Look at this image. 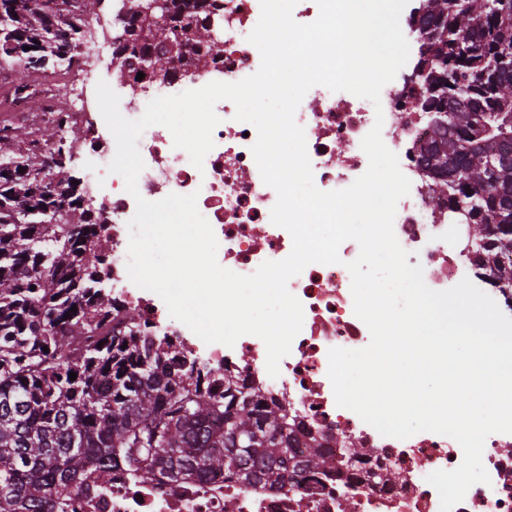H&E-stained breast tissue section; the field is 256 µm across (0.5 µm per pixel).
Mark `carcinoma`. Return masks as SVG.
Here are the masks:
<instances>
[{"instance_id": "carcinoma-1", "label": "carcinoma", "mask_w": 512, "mask_h": 512, "mask_svg": "<svg viewBox=\"0 0 512 512\" xmlns=\"http://www.w3.org/2000/svg\"><path fill=\"white\" fill-rule=\"evenodd\" d=\"M64 2L0 0V64L17 67L15 91L46 60L80 65L79 30L98 0L68 10ZM207 4L190 13L170 0L145 13L130 0L118 77L220 57ZM422 8L423 102L440 83L450 96L422 162L441 202L474 214L476 266L512 290V0H422ZM38 142L0 127V512H65L88 469L106 484L116 463L142 483L159 473L177 482L236 472L298 485L320 465L319 451L286 475L292 442L281 408L227 376L224 395L202 389L196 360L140 334L135 310L98 279L101 225L72 186L66 134H56L49 168Z\"/></svg>"}]
</instances>
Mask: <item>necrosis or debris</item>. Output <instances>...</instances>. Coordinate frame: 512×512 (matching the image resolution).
<instances>
[{
  "label": "necrosis or debris",
  "mask_w": 512,
  "mask_h": 512,
  "mask_svg": "<svg viewBox=\"0 0 512 512\" xmlns=\"http://www.w3.org/2000/svg\"><path fill=\"white\" fill-rule=\"evenodd\" d=\"M260 13V0H224L223 57L182 71L171 88L144 77L143 91L165 96L254 74L261 57L247 37ZM424 94L423 84L413 76L386 84L377 107L351 93L315 86L302 99L295 121L305 132L315 186L334 191L349 187L367 170L361 141L376 116H383L382 139L411 181L409 194L397 204L396 238L408 252L409 264L422 266L427 286L442 291L463 276L477 279L481 273L469 250L449 248V234L463 235L467 229L449 225L447 207L437 206L432 197V177L421 162V151L435 128L418 108ZM214 110L220 122L203 169H196L184 150L174 148L167 128L154 125L142 134L138 149L145 168L138 177L139 196L158 201L171 193H197L198 210L218 240L219 265L250 275L263 262L285 259L293 241L286 229L271 221L277 193L261 178L251 152L255 139L249 134L250 124L236 120L231 101H218ZM85 146L97 157L92 177L105 200L98 218L109 239L103 256L112 270L113 299L136 309L144 334L168 337L194 354L207 369L203 382L208 389L223 393L224 377L230 374L246 391L282 406L296 457L304 458L318 448L324 462L307 471L297 489L248 481L236 474L189 477L175 484L164 479L142 483L116 466L108 484H97L95 476H87L68 512H440L439 495L426 477L458 467L463 458L460 445L432 432L405 440L382 436L335 401L328 377L329 350L361 349L371 339L354 313L346 267L358 257V243L348 240L341 245L340 263H312L289 280V291L303 306V326L280 361L279 375L270 377L266 347L259 337L241 336L231 347L205 344L169 315L159 296L129 280L128 222L135 214L136 198L126 192L121 175L107 170L116 153L115 142L94 134ZM353 443L367 449V456L354 458L349 449ZM482 461L489 483L472 485L453 512H512V433L488 436Z\"/></svg>",
  "instance_id": "4bbe7bcc"
}]
</instances>
